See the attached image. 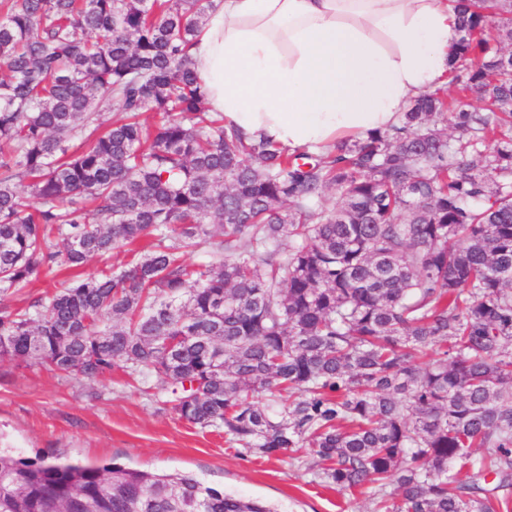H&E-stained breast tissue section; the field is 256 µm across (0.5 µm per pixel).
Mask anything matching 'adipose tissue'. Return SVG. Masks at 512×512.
I'll return each instance as SVG.
<instances>
[{
	"mask_svg": "<svg viewBox=\"0 0 512 512\" xmlns=\"http://www.w3.org/2000/svg\"><path fill=\"white\" fill-rule=\"evenodd\" d=\"M457 0H213L191 50L224 125L319 153L448 87Z\"/></svg>",
	"mask_w": 512,
	"mask_h": 512,
	"instance_id": "adipose-tissue-1",
	"label": "adipose tissue"
}]
</instances>
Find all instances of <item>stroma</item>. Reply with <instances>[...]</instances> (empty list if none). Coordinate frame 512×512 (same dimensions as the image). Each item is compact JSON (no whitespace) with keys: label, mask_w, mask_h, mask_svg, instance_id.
Listing matches in <instances>:
<instances>
[{"label":"stroma","mask_w":512,"mask_h":512,"mask_svg":"<svg viewBox=\"0 0 512 512\" xmlns=\"http://www.w3.org/2000/svg\"><path fill=\"white\" fill-rule=\"evenodd\" d=\"M167 398L159 383L143 393L125 369L87 380L0 358V442L25 458L191 474L276 512H371L365 496L323 482L311 455L267 458L231 447L223 430L181 420Z\"/></svg>","instance_id":"1"}]
</instances>
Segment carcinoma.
Here are the masks:
<instances>
[{"label": "carcinoma", "mask_w": 512, "mask_h": 512, "mask_svg": "<svg viewBox=\"0 0 512 512\" xmlns=\"http://www.w3.org/2000/svg\"><path fill=\"white\" fill-rule=\"evenodd\" d=\"M210 6L0 0V292L102 263L34 317L1 305L0 357L90 380L130 368L230 444L310 449L373 512L509 508L512 0H458L455 96L315 157L211 110L189 55ZM111 104L125 118L106 126ZM330 186L339 202L317 208ZM87 505L275 512L188 475L0 447V512Z\"/></svg>", "instance_id": "obj_1"}]
</instances>
